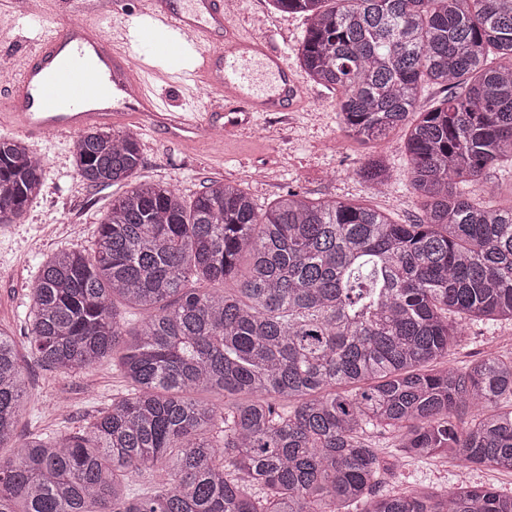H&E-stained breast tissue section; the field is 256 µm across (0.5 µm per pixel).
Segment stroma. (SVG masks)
<instances>
[{
  "instance_id": "1",
  "label": "stroma",
  "mask_w": 512,
  "mask_h": 512,
  "mask_svg": "<svg viewBox=\"0 0 512 512\" xmlns=\"http://www.w3.org/2000/svg\"><path fill=\"white\" fill-rule=\"evenodd\" d=\"M229 13L239 29L268 39L290 66H297L296 50L306 29L300 15L278 11L271 0H234ZM35 35L32 23L17 24L11 14L0 15V63L22 60ZM404 139L399 132L378 145L393 170V182L387 192L374 194L354 175L367 148L342 132L333 95L307 80L297 111L286 116L254 113L220 143L202 139L187 144L158 131L141 133L142 163L133 180L174 185L187 202L208 183L224 180L238 184L262 209L296 191L312 200L365 204L410 224L421 211L406 175ZM74 142L71 134L30 142V149L47 161L42 191L21 215L0 224V328L15 337L28 377L29 403L17 425L21 435L81 430L125 389L112 364L68 374L39 363L28 344L30 290L42 265L59 250L90 247L99 220L113 198L126 190L122 184L93 187L84 182L76 171ZM487 355L512 357L511 323L468 326L448 360L462 367ZM373 440L379 457L391 463L377 481V493L414 486L448 491L456 487L459 469L454 459L413 461L394 448L391 434L380 432Z\"/></svg>"
}]
</instances>
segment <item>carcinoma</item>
<instances>
[{"mask_svg":"<svg viewBox=\"0 0 512 512\" xmlns=\"http://www.w3.org/2000/svg\"><path fill=\"white\" fill-rule=\"evenodd\" d=\"M272 2L307 18L300 67L336 93L347 137L406 131L422 220L292 191L260 210L224 181L188 205L132 185L90 250L45 262L28 333L45 366L110 360L127 392L82 431L19 436L27 384L0 329V448L16 449L0 456V512H512L491 486L379 495L389 465L367 442L390 431L414 460L512 471V357L429 368L470 323L512 322V205L459 189L512 163V0ZM429 83L445 95L425 108ZM141 161L132 129L75 142L90 185ZM355 174L378 192L393 179L375 155ZM43 175L24 141L0 137V219Z\"/></svg>","mask_w":512,"mask_h":512,"instance_id":"obj_1","label":"carcinoma"}]
</instances>
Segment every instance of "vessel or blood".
Masks as SVG:
<instances>
[{
    "instance_id": "vessel-or-blood-1",
    "label": "vessel or blood",
    "mask_w": 512,
    "mask_h": 512,
    "mask_svg": "<svg viewBox=\"0 0 512 512\" xmlns=\"http://www.w3.org/2000/svg\"><path fill=\"white\" fill-rule=\"evenodd\" d=\"M137 15L123 0H68L66 13L41 25L36 48L13 77L0 82V129L38 140L124 120L193 142L201 129L238 112H290L301 81L286 57L264 39L235 29L225 0H142ZM142 42L138 60L116 50L114 34ZM192 62L173 68L174 44ZM181 87H206L185 112H168L152 95L156 77Z\"/></svg>"
}]
</instances>
